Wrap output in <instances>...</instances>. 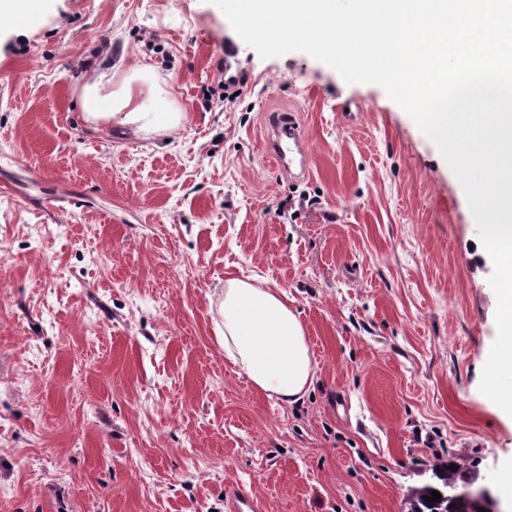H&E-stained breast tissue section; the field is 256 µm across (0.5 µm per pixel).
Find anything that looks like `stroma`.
Masks as SVG:
<instances>
[{
    "label": "stroma",
    "instance_id": "35a3bbf8",
    "mask_svg": "<svg viewBox=\"0 0 512 512\" xmlns=\"http://www.w3.org/2000/svg\"><path fill=\"white\" fill-rule=\"evenodd\" d=\"M212 0H51L0 28V512H406L439 457L512 512V416L479 390L496 296L457 177L375 84L240 45ZM165 80L170 137L84 124L101 62ZM299 124L310 172L271 165ZM286 291L315 362L283 405L224 357L225 272ZM303 137V131L289 119L268 121L266 153L285 173L296 177H304L308 172L307 148ZM227 512H264L261 500L254 498L240 489H232L226 493Z\"/></svg>",
    "mask_w": 512,
    "mask_h": 512
}]
</instances>
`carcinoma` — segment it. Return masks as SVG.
Here are the masks:
<instances>
[{
  "label": "carcinoma",
  "mask_w": 512,
  "mask_h": 512,
  "mask_svg": "<svg viewBox=\"0 0 512 512\" xmlns=\"http://www.w3.org/2000/svg\"><path fill=\"white\" fill-rule=\"evenodd\" d=\"M452 464L457 470H449ZM433 468L431 481L408 490L405 498L407 512H479L489 508L486 498L471 493L479 474L470 469L467 458L440 459ZM433 490L441 494V500H425Z\"/></svg>",
  "instance_id": "cac0c4a2"
}]
</instances>
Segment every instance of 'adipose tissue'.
Here are the masks:
<instances>
[{
    "label": "adipose tissue",
    "instance_id": "1",
    "mask_svg": "<svg viewBox=\"0 0 512 512\" xmlns=\"http://www.w3.org/2000/svg\"><path fill=\"white\" fill-rule=\"evenodd\" d=\"M160 91L159 78L147 64H133L120 78L108 68L95 70L80 91L84 120L168 137L180 127L181 113L143 109L145 100ZM217 311L224 355L239 374L282 404L301 400L313 383L315 363L286 293L266 280L229 275Z\"/></svg>",
    "mask_w": 512,
    "mask_h": 512
}]
</instances>
